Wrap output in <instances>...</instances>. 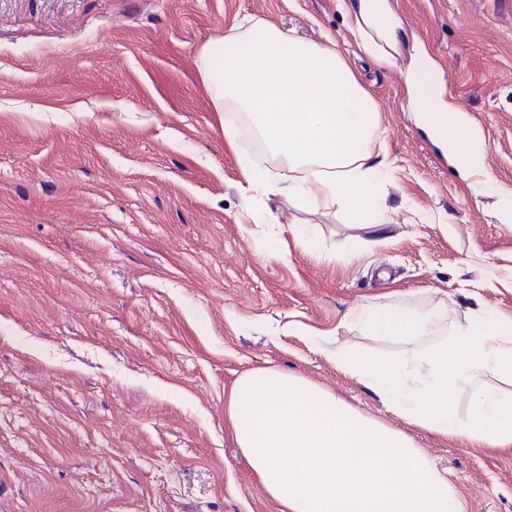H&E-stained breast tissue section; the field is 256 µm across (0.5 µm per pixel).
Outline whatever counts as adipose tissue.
Wrapping results in <instances>:
<instances>
[{
  "instance_id": "obj_1",
  "label": "adipose tissue",
  "mask_w": 512,
  "mask_h": 512,
  "mask_svg": "<svg viewBox=\"0 0 512 512\" xmlns=\"http://www.w3.org/2000/svg\"><path fill=\"white\" fill-rule=\"evenodd\" d=\"M352 14L362 49L393 61L397 39L386 0H358ZM199 74L225 139H237L233 115L245 116L283 163L280 174H253L255 183H285L297 207L337 206L353 221L388 224L380 194L388 168L372 151L377 106L336 43H307L245 15L203 46ZM407 75L420 122L447 143L479 189L489 188L484 144L462 109L443 99L435 63L422 48H413ZM350 317L379 340L435 342L397 358L372 349L327 351L338 371L422 428L484 448L512 447V316L485 308L450 327L442 313L378 301ZM462 388L470 394L464 417L450 399ZM226 417L237 447L286 512H465L447 473L409 437L300 376L245 373Z\"/></svg>"
}]
</instances>
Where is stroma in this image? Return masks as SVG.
Listing matches in <instances>:
<instances>
[{"label": "stroma", "mask_w": 512, "mask_h": 512, "mask_svg": "<svg viewBox=\"0 0 512 512\" xmlns=\"http://www.w3.org/2000/svg\"><path fill=\"white\" fill-rule=\"evenodd\" d=\"M388 2L494 187L421 130L407 58L356 53L390 165L381 229L250 188L241 156L278 165L247 132L225 142L198 71L244 15L352 43L347 0H0V512H283L224 419L261 368L411 437L468 512H512V447L418 428L323 355L402 351L346 322L361 303L512 316V0Z\"/></svg>", "instance_id": "obj_1"}]
</instances>
